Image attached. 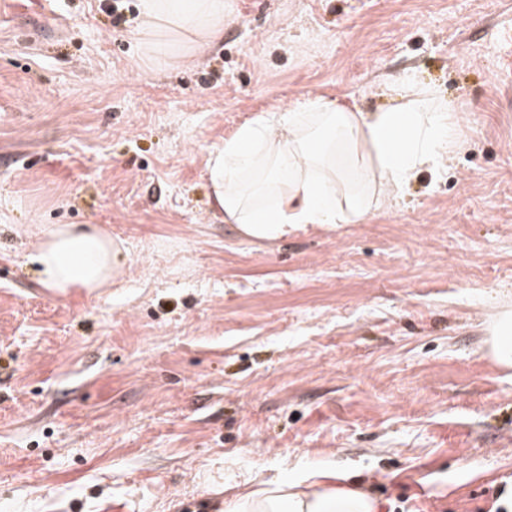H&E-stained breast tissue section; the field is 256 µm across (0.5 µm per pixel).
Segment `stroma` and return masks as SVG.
I'll return each mask as SVG.
<instances>
[{"mask_svg": "<svg viewBox=\"0 0 512 512\" xmlns=\"http://www.w3.org/2000/svg\"><path fill=\"white\" fill-rule=\"evenodd\" d=\"M183 54L139 0H0V512H208L336 468L381 512H497L512 369V0H225ZM454 109L447 167L361 224L245 237L209 154L260 112L388 80ZM58 224L112 236V285L28 262ZM487 354L503 368L512 367V309L503 308L484 341Z\"/></svg>", "mask_w": 512, "mask_h": 512, "instance_id": "obj_1", "label": "stroma"}]
</instances>
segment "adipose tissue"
<instances>
[{"label":"adipose tissue","instance_id":"obj_1","mask_svg":"<svg viewBox=\"0 0 512 512\" xmlns=\"http://www.w3.org/2000/svg\"><path fill=\"white\" fill-rule=\"evenodd\" d=\"M140 34L168 35L209 48L224 35V0H139ZM373 111L321 96L240 125L208 160L212 208L247 236L278 239L306 224H357L388 209L423 170L451 154L452 107L409 75L388 84ZM31 261L38 283L64 292L112 284L111 235L96 224H60L39 238ZM512 367V309H502L484 341ZM380 503L343 471L319 469L268 480L213 512H379Z\"/></svg>","mask_w":512,"mask_h":512}]
</instances>
